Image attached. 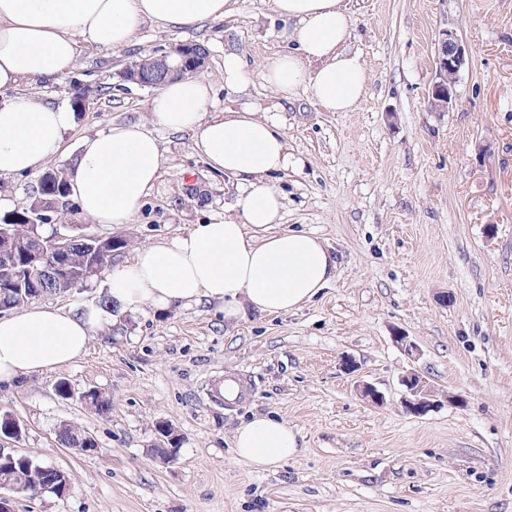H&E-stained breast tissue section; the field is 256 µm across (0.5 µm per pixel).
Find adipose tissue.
Returning a JSON list of instances; mask_svg holds the SVG:
<instances>
[{
    "label": "adipose tissue",
    "instance_id": "1",
    "mask_svg": "<svg viewBox=\"0 0 512 512\" xmlns=\"http://www.w3.org/2000/svg\"><path fill=\"white\" fill-rule=\"evenodd\" d=\"M293 20L295 47L268 57L262 79L278 102L209 110L211 88L197 78L165 83L150 103L153 121L190 132L196 152L215 172L237 180V218L196 224L187 233L137 250L108 280L111 307L69 312L45 305L0 317V384L52 370L82 357L96 330L150 306L207 299L224 305L228 321L254 311L280 315L314 299L335 278L337 262L324 240L278 225L283 196L273 175L300 166L283 132L280 100L306 88L327 112H352L364 99L369 72L351 51L355 23L349 0H273ZM233 0H0V176L35 170L61 153L76 120L66 104H44L17 94L22 79L61 76L81 49L131 44L148 23L192 26L229 17ZM164 152L143 126L108 127L85 138L69 159L70 196L97 224L130 223L159 180ZM235 454L266 469L295 454L297 435L287 421L256 415L233 436Z\"/></svg>",
    "mask_w": 512,
    "mask_h": 512
}]
</instances>
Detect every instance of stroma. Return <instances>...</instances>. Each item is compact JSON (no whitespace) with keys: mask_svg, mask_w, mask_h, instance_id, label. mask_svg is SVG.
Returning a JSON list of instances; mask_svg holds the SVG:
<instances>
[{"mask_svg":"<svg viewBox=\"0 0 512 512\" xmlns=\"http://www.w3.org/2000/svg\"><path fill=\"white\" fill-rule=\"evenodd\" d=\"M350 50L369 67L352 112L323 111L304 90L284 101V132L299 170L274 176L281 224L312 232L335 255V279L310 303L278 316L225 321L201 301L144 309L95 333L87 353L60 368L0 385V413L19 420L0 437L67 471L66 496L13 501L14 512H512V0H352ZM286 20L272 0H234L229 18L193 28H142L121 49L85 48L60 79L22 80L44 103L71 100L72 86H105L79 113L63 146L114 124H139L160 140L161 177L132 223L96 224L68 204L66 221L123 238L134 252L192 225L233 215L234 180L212 172L188 134L155 126L156 91L121 80L127 63L193 42L208 52L204 80L217 108L267 106L264 60L287 50ZM468 62L452 108L429 92L443 33ZM240 55L250 81L224 87V55ZM55 159L41 171L62 170ZM41 171L0 177L7 210L30 203ZM417 348L408 357L395 334ZM358 370L347 373L344 358ZM421 372L448 401L416 417L403 411L399 377ZM247 376L251 399L214 402L215 379ZM385 396L365 404L356 381ZM70 394L61 396L59 382ZM110 396L99 415L79 400ZM256 414L283 418L297 454L257 470L237 459L233 434ZM97 442L81 454L59 444L62 424ZM179 439L172 462L149 450L160 424Z\"/></svg>","mask_w":512,"mask_h":512,"instance_id":"obj_1","label":"stroma"}]
</instances>
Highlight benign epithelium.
I'll use <instances>...</instances> for the list:
<instances>
[{
  "label": "benign epithelium",
  "instance_id": "benign-epithelium-1",
  "mask_svg": "<svg viewBox=\"0 0 512 512\" xmlns=\"http://www.w3.org/2000/svg\"><path fill=\"white\" fill-rule=\"evenodd\" d=\"M206 49L197 43H182L171 47L167 51L155 54L149 58L132 61L127 64L120 77L123 81L141 87L157 88L164 82L185 74L199 76L207 64ZM466 52L460 41L451 33H445L438 46L435 62V76L431 88V102L437 112H446L456 100L454 77L466 65ZM39 219L53 225L54 239L58 241L73 240L70 235L72 226L53 223V213L59 210L52 199H39L35 207ZM65 249L60 247L53 250L37 248L31 262L36 264L37 271L52 279L68 281L74 287H86L90 278L99 275V267L95 264L78 271L72 269L65 262ZM400 384L405 388L402 395V407L416 417H422L438 406V400L431 390L426 377L416 369H411L400 378ZM361 400L371 405L384 402L383 394L372 385L359 383L356 386ZM47 478L42 483V489H55L64 495L68 488L61 483L62 474L58 468L48 466L42 468Z\"/></svg>",
  "mask_w": 512,
  "mask_h": 512
}]
</instances>
